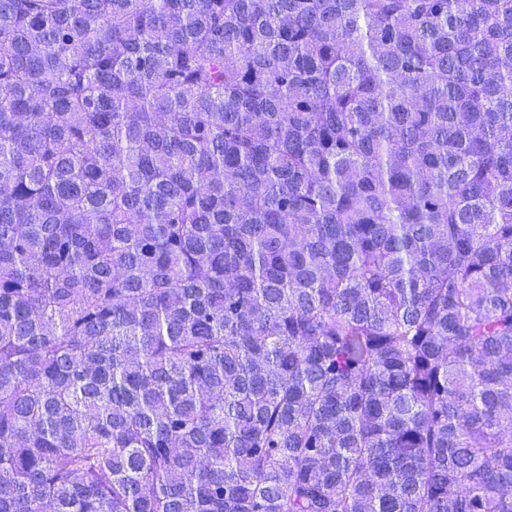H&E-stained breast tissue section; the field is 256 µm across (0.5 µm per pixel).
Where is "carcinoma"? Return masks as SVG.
Masks as SVG:
<instances>
[{"label":"carcinoma","instance_id":"cac0c4a2","mask_svg":"<svg viewBox=\"0 0 512 512\" xmlns=\"http://www.w3.org/2000/svg\"><path fill=\"white\" fill-rule=\"evenodd\" d=\"M0 512H512V0H0Z\"/></svg>","mask_w":512,"mask_h":512}]
</instances>
